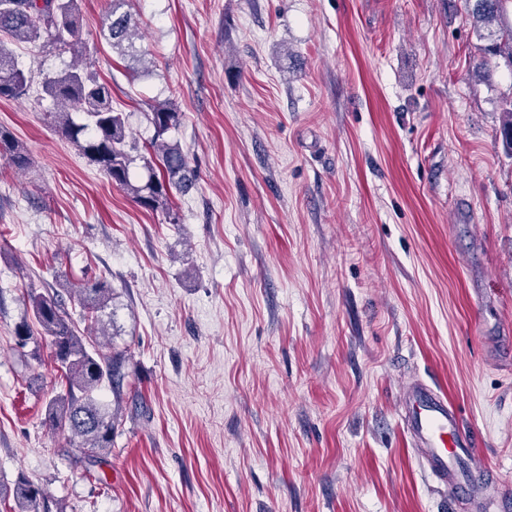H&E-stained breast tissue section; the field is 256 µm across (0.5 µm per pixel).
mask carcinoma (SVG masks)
I'll use <instances>...</instances> for the list:
<instances>
[{"instance_id":"cac0c4a2","label":"carcinoma","mask_w":512,"mask_h":512,"mask_svg":"<svg viewBox=\"0 0 512 512\" xmlns=\"http://www.w3.org/2000/svg\"><path fill=\"white\" fill-rule=\"evenodd\" d=\"M81 0H0V34L10 40L52 48L79 57L83 47ZM130 0H111L106 30L112 49L126 57L134 52L133 38L138 21L128 10ZM476 37L484 42V61L473 70L476 77L485 74L490 58L504 60L512 68V0H466ZM31 74L18 65L13 54L0 48V98L22 100L29 95ZM43 93L52 101L53 124L62 135L111 182L126 189L140 207L161 211L170 223H178L175 195L188 192L195 182V170L178 144L168 139L180 125L181 113L168 104H158L149 115L152 137L145 143L143 157L146 181L136 182L130 174V151L123 113L112 110L110 89L86 69L69 64L42 84ZM499 130L503 147L512 155V103L503 109ZM0 158L16 169H25L29 157L23 144L0 128ZM73 300L80 308L74 313L56 291L26 290L33 314L50 339L54 361L60 372L63 390L46 404L50 425L67 428L79 461L89 465L112 453L116 426L115 414L101 402L98 392L104 388L120 392V359L101 352L97 345L105 335L100 312L112 300V287L104 279L80 283L72 288ZM90 321L94 335L86 336L77 321ZM18 512H63V506L50 499L43 489L22 477L15 485Z\"/></svg>"}]
</instances>
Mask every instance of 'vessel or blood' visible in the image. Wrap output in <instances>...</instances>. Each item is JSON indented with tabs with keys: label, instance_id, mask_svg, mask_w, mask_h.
<instances>
[{
	"label": "vessel or blood",
	"instance_id": "obj_1",
	"mask_svg": "<svg viewBox=\"0 0 512 512\" xmlns=\"http://www.w3.org/2000/svg\"><path fill=\"white\" fill-rule=\"evenodd\" d=\"M403 424L432 481L448 490L453 506L487 512L475 474H486L476 462V441L460 423L456 407L435 385L415 381L404 392Z\"/></svg>",
	"mask_w": 512,
	"mask_h": 512
}]
</instances>
